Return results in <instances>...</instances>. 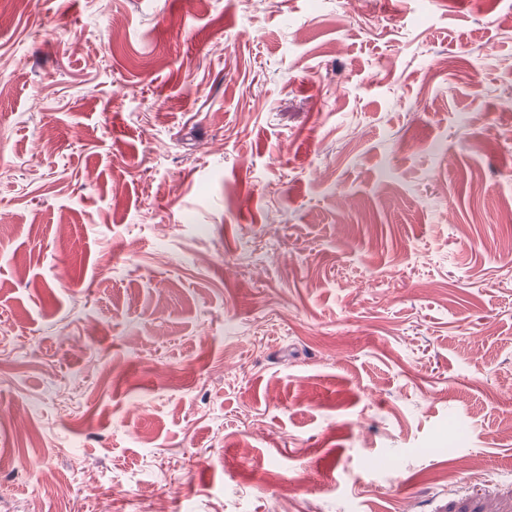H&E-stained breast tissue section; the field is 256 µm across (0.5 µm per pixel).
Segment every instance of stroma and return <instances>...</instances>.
<instances>
[{"label":"stroma","instance_id":"stroma-1","mask_svg":"<svg viewBox=\"0 0 512 512\" xmlns=\"http://www.w3.org/2000/svg\"><path fill=\"white\" fill-rule=\"evenodd\" d=\"M2 14L0 512H512V0Z\"/></svg>","mask_w":512,"mask_h":512}]
</instances>
